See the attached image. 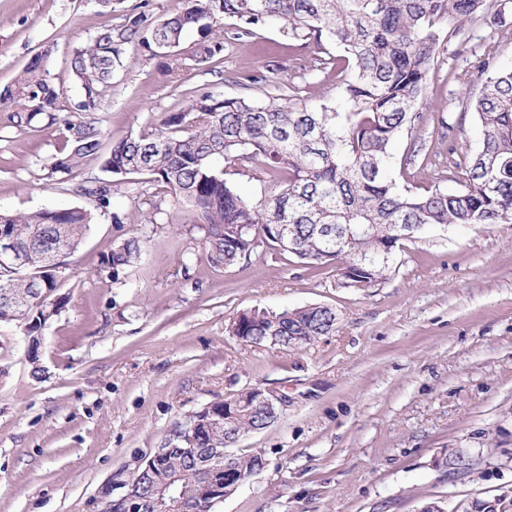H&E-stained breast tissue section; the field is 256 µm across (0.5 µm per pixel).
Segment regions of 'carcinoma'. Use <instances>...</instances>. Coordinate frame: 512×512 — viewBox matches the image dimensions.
<instances>
[{"mask_svg": "<svg viewBox=\"0 0 512 512\" xmlns=\"http://www.w3.org/2000/svg\"><path fill=\"white\" fill-rule=\"evenodd\" d=\"M492 0H185L181 11L155 22L130 12L125 23L107 26L69 53L67 65L81 94L64 107L62 93L50 78L49 53L28 63L14 83L0 91V110L13 124L31 128L40 121L61 138L51 173L71 175L89 160L116 177L145 174L164 185L178 203L195 210L204 229L211 259L233 266L262 244L315 269L348 270L359 288H372L392 268L403 241L399 227L413 224L412 234L448 224H512V67L483 59L487 73L473 105L481 148L471 165L454 179L462 188L434 187L424 193L399 190L386 177L390 145L412 123L422 102L431 65L448 35L491 11ZM235 20L229 31L217 26ZM275 25L288 37L319 48L334 44L340 54L326 64L336 68V98L298 109L273 100L220 97L191 92L189 105L161 116L146 129L106 139L90 114L112 85V76L130 46L164 54L161 41L180 45L195 30L200 39L192 59L209 64L224 43ZM240 161L252 177L268 184L255 200L225 178L224 165ZM95 206L111 205L112 188L79 187ZM92 222L82 207L0 213V227L14 236L28 260L24 271L0 268V293L21 306L0 300V324L23 325L28 336L43 324L33 304L55 295L67 278L64 270L45 265L49 248L62 236L75 251ZM141 244L130 237L115 245L101 264L118 279L140 258ZM336 312L309 305L281 312L255 309L230 327L242 342L261 345L276 336L279 346L304 347L327 336ZM240 410L232 426L224 424V401L218 411L192 413L201 424L192 435L195 457L173 452L162 459L172 475L189 470L224 447L228 430L242 437L272 424L271 415L254 408V393L237 395ZM201 479H183L182 496L195 509Z\"/></svg>", "mask_w": 512, "mask_h": 512, "instance_id": "carcinoma-1", "label": "carcinoma"}]
</instances>
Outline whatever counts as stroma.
Instances as JSON below:
<instances>
[{
    "label": "stroma",
    "instance_id": "stroma-1",
    "mask_svg": "<svg viewBox=\"0 0 512 512\" xmlns=\"http://www.w3.org/2000/svg\"><path fill=\"white\" fill-rule=\"evenodd\" d=\"M143 6L159 21L183 0H0V88L51 50L63 103L80 96L66 58L107 25ZM192 39L164 56L127 48L98 116L112 138L189 104L190 88L290 107L337 92L336 72L313 47L277 27L227 45L207 65ZM512 65V26L468 25L444 42L425 84L421 119L395 141L388 177L397 187L451 188L448 171L480 148L470 106L483 86L480 60ZM248 74L262 82H245ZM59 139L20 130L0 112V211L92 208L69 257L57 313L38 332L37 361L22 327L0 325V512H104L186 416L259 387L288 400L274 423L244 436L240 452L264 469L213 512H420L430 502L467 512L512 491V224L433 226L403 241L376 287L336 285L268 246L227 267L210 257L196 213L163 186L122 180L110 209H93L76 184L109 185L90 161L50 175ZM127 214L124 224L113 212ZM136 236L141 258L120 279L101 259ZM335 310L336 329L305 348L247 344L230 326L243 312L307 305ZM469 469L454 473L457 458Z\"/></svg>",
    "mask_w": 512,
    "mask_h": 512
}]
</instances>
